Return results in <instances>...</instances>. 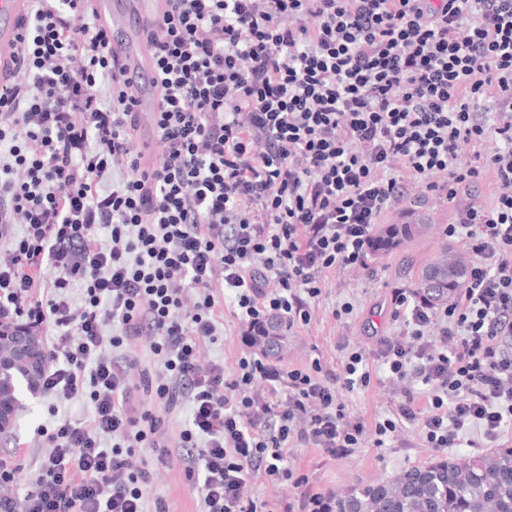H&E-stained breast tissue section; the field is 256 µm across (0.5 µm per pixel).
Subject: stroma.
Returning a JSON list of instances; mask_svg holds the SVG:
<instances>
[{
  "instance_id": "stroma-1",
  "label": "stroma",
  "mask_w": 512,
  "mask_h": 512,
  "mask_svg": "<svg viewBox=\"0 0 512 512\" xmlns=\"http://www.w3.org/2000/svg\"><path fill=\"white\" fill-rule=\"evenodd\" d=\"M412 194L413 203L389 208L382 221L416 225L414 235L389 251L373 255L368 270L346 269L330 278L312 308L310 323L284 338L282 362L286 367H305L318 359L339 372L350 351L360 349L372 354L378 349L380 337L397 336L398 329L390 317L393 289L418 288L424 268L443 250L464 252L462 240L445 236V226L457 223L468 206L488 209L493 203L492 190L485 186L452 200L424 195L419 188L413 189ZM346 302L352 304V313L334 317V310ZM370 372L368 387L338 391L347 413L369 427L391 416L404 396L402 387L390 384L378 366H371ZM20 399L12 422L0 433V459L17 467L8 487L19 502L35 491L40 464L49 452L41 429L64 420L86 422L91 414V403L86 398L69 401L40 392H24ZM186 416L182 409L166 418L164 432L172 457L168 464L152 470L150 495L165 500L168 512L199 510L177 447ZM437 457L416 428L402 429L382 448L375 447L372 437H365L348 456L333 457L313 447L292 448L288 451V465L305 476V487L298 489L288 482L274 485L259 476L252 492L263 499L295 498L304 491L325 495L353 484L368 485L389 479Z\"/></svg>"
}]
</instances>
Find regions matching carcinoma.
Returning <instances> with one entry per match:
<instances>
[{
    "label": "carcinoma",
    "mask_w": 512,
    "mask_h": 512,
    "mask_svg": "<svg viewBox=\"0 0 512 512\" xmlns=\"http://www.w3.org/2000/svg\"><path fill=\"white\" fill-rule=\"evenodd\" d=\"M414 224L382 229L373 251H385L414 234ZM16 369L0 383V400L16 402ZM326 512H512V448L479 456L448 455L411 469L392 481L358 486L326 498Z\"/></svg>",
    "instance_id": "obj_1"
}]
</instances>
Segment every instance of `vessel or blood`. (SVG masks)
Masks as SVG:
<instances>
[{"label": "vessel or blood", "mask_w": 512, "mask_h": 512, "mask_svg": "<svg viewBox=\"0 0 512 512\" xmlns=\"http://www.w3.org/2000/svg\"><path fill=\"white\" fill-rule=\"evenodd\" d=\"M100 23L111 30V50L135 84V109L149 113L157 106V93L145 74L153 68L151 35L167 7L166 0H96ZM24 0H0V64L9 61L21 33Z\"/></svg>", "instance_id": "vessel-or-blood-1"}]
</instances>
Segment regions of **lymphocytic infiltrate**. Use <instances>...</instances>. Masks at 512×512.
Listing matches in <instances>:
<instances>
[{
	"label": "lymphocytic infiltrate",
	"instance_id": "lymphocytic-infiltrate-1",
	"mask_svg": "<svg viewBox=\"0 0 512 512\" xmlns=\"http://www.w3.org/2000/svg\"><path fill=\"white\" fill-rule=\"evenodd\" d=\"M168 4L157 111H135L94 0H27L0 83V325L47 333L40 389L94 407L48 432L24 512H167L144 451L182 406L199 512H321L316 494L272 506L247 493L260 474L301 487L297 444L342 456L408 425L442 453L475 431L496 444L512 429V0ZM489 176L493 207L445 229L473 255L452 300L395 289L399 337L349 353L342 373L280 363L284 329L309 324L329 275L367 268L409 186L452 199ZM228 299L230 374L202 359ZM134 341L154 367L125 354ZM373 358L421 384L425 408L408 390L374 428L348 417L338 391L369 386ZM135 383L155 408L131 407Z\"/></svg>",
	"mask_w": 512,
	"mask_h": 512
}]
</instances>
